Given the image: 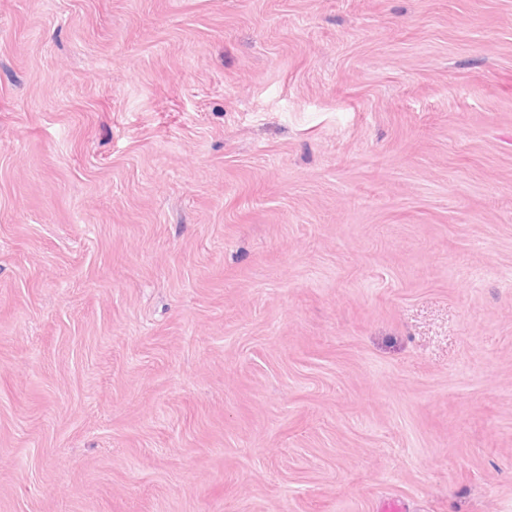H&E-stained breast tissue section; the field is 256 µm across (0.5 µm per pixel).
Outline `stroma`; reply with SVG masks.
Returning <instances> with one entry per match:
<instances>
[{
    "label": "stroma",
    "mask_w": 512,
    "mask_h": 512,
    "mask_svg": "<svg viewBox=\"0 0 512 512\" xmlns=\"http://www.w3.org/2000/svg\"><path fill=\"white\" fill-rule=\"evenodd\" d=\"M512 512V0H0V512Z\"/></svg>",
    "instance_id": "35a3bbf8"
}]
</instances>
